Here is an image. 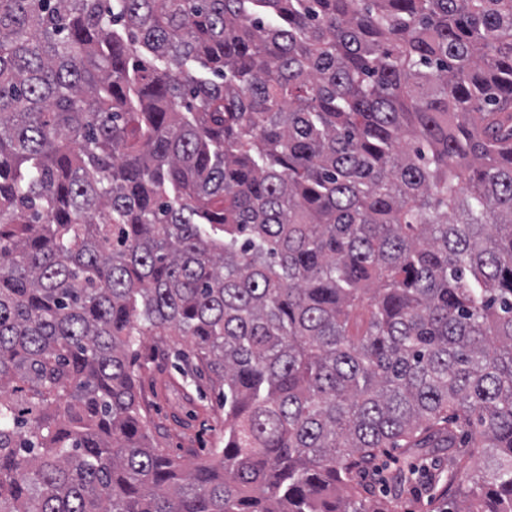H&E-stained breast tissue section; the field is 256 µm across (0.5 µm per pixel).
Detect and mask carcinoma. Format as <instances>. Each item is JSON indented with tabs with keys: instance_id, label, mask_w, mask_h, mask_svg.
I'll list each match as a JSON object with an SVG mask.
<instances>
[{
	"instance_id": "cac0c4a2",
	"label": "carcinoma",
	"mask_w": 512,
	"mask_h": 512,
	"mask_svg": "<svg viewBox=\"0 0 512 512\" xmlns=\"http://www.w3.org/2000/svg\"><path fill=\"white\" fill-rule=\"evenodd\" d=\"M145 336L222 391L195 464ZM414 484L512 512V0H0V512ZM172 337V338H170ZM175 336H146L143 339L141 350L148 356L151 368L145 372L142 382L141 405L145 414L151 420L153 442L158 448H167L171 453L181 458L185 464L196 462L203 457L209 448L214 447L218 441L219 448L224 444V429L221 421L224 420V408L217 390L212 388L205 379L196 380L199 395L188 386L185 379L173 367L181 364L175 359L174 351L169 347ZM158 372L157 370H161ZM152 377L154 380H152ZM161 380H170L179 389L186 386L193 396V401H185L180 412L191 422L189 429L175 427L170 419V410L173 411V394L165 391L163 399L156 393V386ZM219 419V423H218Z\"/></svg>"
}]
</instances>
